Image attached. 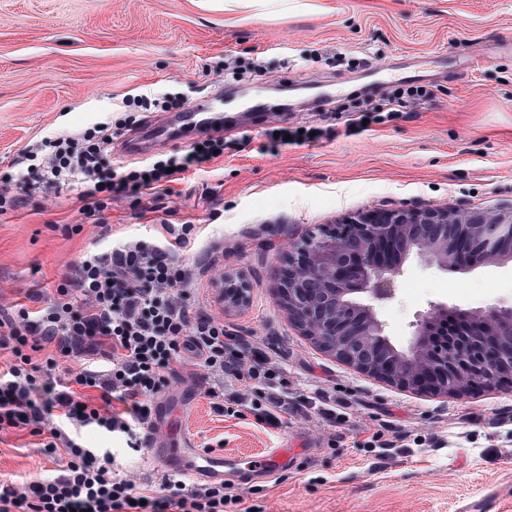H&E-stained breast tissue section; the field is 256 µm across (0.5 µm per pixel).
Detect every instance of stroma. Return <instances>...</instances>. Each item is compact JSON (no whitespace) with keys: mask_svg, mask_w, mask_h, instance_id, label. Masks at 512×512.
<instances>
[{"mask_svg":"<svg viewBox=\"0 0 512 512\" xmlns=\"http://www.w3.org/2000/svg\"><path fill=\"white\" fill-rule=\"evenodd\" d=\"M419 106L346 134L359 110L383 107L409 82ZM226 95L218 110L224 155L159 193L113 195L99 216L81 211L77 184L41 185L0 216V310L35 308L73 277L80 257L111 239L154 241L160 222L191 224L183 256L190 304L288 366L298 407L278 429L214 413L206 374L183 373L157 401L169 444L210 446L226 458L288 446V467L234 479L241 505L224 512H512V385L463 395H418L344 364L292 324L277 301L289 241L372 209L512 206V0H289L287 7L222 0H0V169L45 136L77 133L117 112L126 95ZM266 105L255 121L253 101ZM331 137L264 151L276 127ZM193 135L124 153L106 168L173 156ZM245 275L250 302L226 313L221 272ZM479 311L512 305V262L444 270L409 258L374 308L393 345L408 349L430 305ZM336 399L335 421L308 398ZM378 446H371V437ZM127 469L158 483L152 453L89 430ZM56 462L27 432L0 444V481H39Z\"/></svg>","mask_w":512,"mask_h":512,"instance_id":"35a3bbf8","label":"stroma"}]
</instances>
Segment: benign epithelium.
<instances>
[{"instance_id":"benign-epithelium-1","label":"benign epithelium","mask_w":512,"mask_h":512,"mask_svg":"<svg viewBox=\"0 0 512 512\" xmlns=\"http://www.w3.org/2000/svg\"><path fill=\"white\" fill-rule=\"evenodd\" d=\"M412 255L442 269L511 261L512 207L489 213L377 209L351 217L290 246L280 274L282 305L320 347L403 389L446 396L512 382V306L472 312L435 304L415 323L409 350L390 342L371 300L390 292ZM217 285L224 311L248 303L244 275L226 272ZM450 315L458 330L436 340L433 327Z\"/></svg>"}]
</instances>
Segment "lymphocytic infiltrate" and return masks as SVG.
Segmentation results:
<instances>
[{
    "label": "lymphocytic infiltrate",
    "mask_w": 512,
    "mask_h": 512,
    "mask_svg": "<svg viewBox=\"0 0 512 512\" xmlns=\"http://www.w3.org/2000/svg\"><path fill=\"white\" fill-rule=\"evenodd\" d=\"M223 148V139H208L106 179L100 163L112 150V122L105 119L43 138L24 152L23 169L1 170L0 214L18 206L22 186L73 180L82 213L96 215L114 194L156 190L203 170ZM161 229L152 245L126 238L86 252L75 277L36 310L0 311V350L11 356L0 369V441L28 431L59 461L53 477L1 482L0 512H224L237 504L229 483L189 487L175 473L152 486L119 468L109 449L82 441L83 432L96 430L125 436L132 451H142L157 431L158 394L187 369L214 378L206 395L216 414L244 410L256 424L277 429L290 413L283 365L187 303L191 272L179 255L191 243L192 225ZM51 344L55 352L44 354Z\"/></svg>",
    "instance_id": "lymphocytic-infiltrate-1"
}]
</instances>
